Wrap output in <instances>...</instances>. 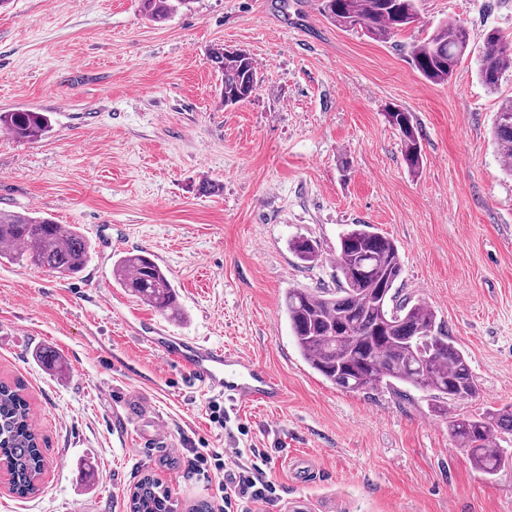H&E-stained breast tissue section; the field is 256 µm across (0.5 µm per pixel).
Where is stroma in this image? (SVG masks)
Listing matches in <instances>:
<instances>
[{"label": "stroma", "mask_w": 512, "mask_h": 512, "mask_svg": "<svg viewBox=\"0 0 512 512\" xmlns=\"http://www.w3.org/2000/svg\"><path fill=\"white\" fill-rule=\"evenodd\" d=\"M307 3L192 0L162 23L138 0L0 9V112L51 119L33 141L0 131V209L80 227L92 250L75 278L0 260V378L22 385L46 459L32 496L0 481V512H129L147 474L175 512H191L212 490L187 468L189 443L266 451L269 512H512V468L483 475L448 432L449 414L512 403V175L491 134L512 73L488 92L474 58L490 30L512 36V0H419V23L386 42ZM447 18L473 54L436 85L411 50ZM214 45L247 50L260 71L256 94L232 108L219 103ZM389 104L413 116L419 173ZM352 224L398 243L399 288L428 302L465 352L477 399L444 415L412 388L345 392L301 357L282 299L335 287L336 244ZM295 236L317 241V264L289 251ZM134 250L167 270L180 318L113 282V259ZM158 329L241 352L284 400L212 423L211 393L139 342ZM47 347L67 374L38 360ZM143 400L170 433L165 447L145 446L130 421Z\"/></svg>", "instance_id": "1"}]
</instances>
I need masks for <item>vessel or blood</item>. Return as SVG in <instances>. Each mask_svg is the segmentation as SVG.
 <instances>
[{"label": "vessel or blood", "instance_id": "obj_1", "mask_svg": "<svg viewBox=\"0 0 512 512\" xmlns=\"http://www.w3.org/2000/svg\"><path fill=\"white\" fill-rule=\"evenodd\" d=\"M144 342L203 390L226 395L238 404H275L284 398L281 384L266 369L236 351L168 331L145 337Z\"/></svg>", "mask_w": 512, "mask_h": 512}]
</instances>
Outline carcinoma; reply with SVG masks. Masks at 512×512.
Returning a JSON list of instances; mask_svg holds the SVG:
<instances>
[{
    "label": "carcinoma",
    "instance_id": "cac0c4a2",
    "mask_svg": "<svg viewBox=\"0 0 512 512\" xmlns=\"http://www.w3.org/2000/svg\"><path fill=\"white\" fill-rule=\"evenodd\" d=\"M141 11L161 23L190 0H140ZM323 14L346 30L360 29L384 42L419 20L416 0H321ZM471 54L464 26L440 22L412 49V61L428 81L441 84L455 75ZM212 62L222 74L220 99L234 106L249 99L260 78L250 54L242 49L213 47ZM512 71V39L490 31L477 59V75L490 92ZM398 131L408 170L419 172L422 149L411 116L397 105L385 109ZM43 112H0V128L19 140H35L49 126ZM494 143L512 172V99L503 103L492 126ZM304 264L319 260L317 242L298 236L288 242ZM21 258L30 264L74 277L91 260V245L75 227H63L33 212L0 210V259ZM403 271L401 250L391 238L369 224H355L336 248V288H290L281 308L295 344L308 365L344 391L398 386L429 393L437 412L479 394L468 360L437 322L422 298L399 296ZM112 279L152 308L172 315L179 311L178 294L167 272L145 251L118 255ZM457 445L466 449L477 469L494 477L508 459L493 446L498 432H512V404L478 416L448 420ZM0 460L8 468L11 491L20 498L35 494L44 470L41 438L30 421V405L17 383L0 382ZM168 489L150 475L130 490V512H174Z\"/></svg>",
    "mask_w": 512,
    "mask_h": 512
}]
</instances>
